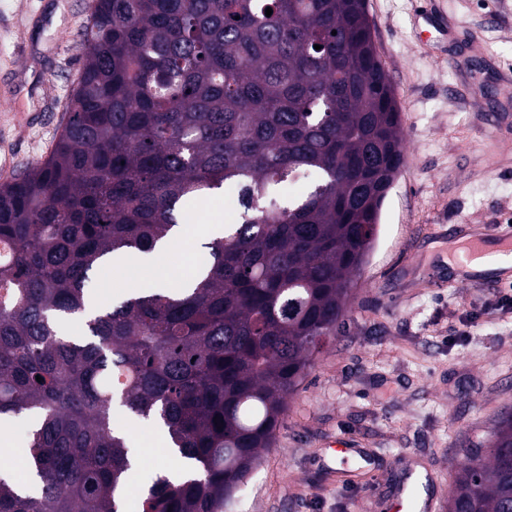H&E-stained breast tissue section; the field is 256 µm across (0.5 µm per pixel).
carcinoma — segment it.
I'll list each match as a JSON object with an SVG mask.
<instances>
[{
    "instance_id": "1",
    "label": "carcinoma",
    "mask_w": 512,
    "mask_h": 512,
    "mask_svg": "<svg viewBox=\"0 0 512 512\" xmlns=\"http://www.w3.org/2000/svg\"><path fill=\"white\" fill-rule=\"evenodd\" d=\"M90 10L53 150L0 184V424L34 414L39 479L23 494L0 470V512H120L116 398L191 463L158 477L142 512H223L346 326L403 164L400 107L366 0ZM219 190L241 196L239 216L193 280L88 309L108 256L154 251ZM448 512H512L511 415L458 472Z\"/></svg>"
}]
</instances>
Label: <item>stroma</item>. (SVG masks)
<instances>
[{
	"mask_svg": "<svg viewBox=\"0 0 512 512\" xmlns=\"http://www.w3.org/2000/svg\"><path fill=\"white\" fill-rule=\"evenodd\" d=\"M416 6L367 0L405 151L346 331L289 397L224 512H397L395 491L418 472L433 512H448L457 469L512 413V307L499 305V287L448 267L468 230L512 220V134L483 123L512 115V0H428L448 20L434 48L413 27ZM89 24L88 0H0V167L10 175L50 153ZM112 420L141 451L136 475L178 466L174 451L148 447L149 421L119 406ZM342 440L353 453L335 454Z\"/></svg>",
	"mask_w": 512,
	"mask_h": 512,
	"instance_id": "stroma-1",
	"label": "stroma"
}]
</instances>
